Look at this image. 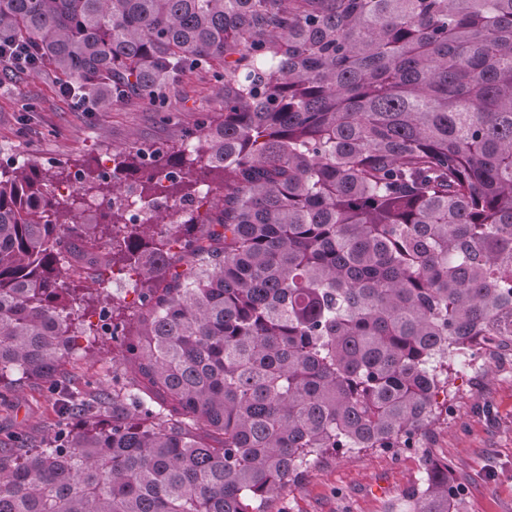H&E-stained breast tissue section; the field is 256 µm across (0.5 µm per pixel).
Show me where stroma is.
I'll return each instance as SVG.
<instances>
[{
  "label": "stroma",
  "instance_id": "35a3bbf8",
  "mask_svg": "<svg viewBox=\"0 0 512 512\" xmlns=\"http://www.w3.org/2000/svg\"><path fill=\"white\" fill-rule=\"evenodd\" d=\"M60 84L46 72L0 71V155L74 165L110 158L135 143L177 146L199 113L224 104L223 82L206 73L170 84L163 100L126 98L105 112L62 97ZM29 103L35 111H26ZM89 345L62 362L54 383L22 382L0 402V450L42 447L83 425V418L61 417L57 384L95 394L111 390L113 374L128 370L119 360V341L96 335ZM454 389L455 412L419 435L416 453L399 459L382 450L320 456L268 512H395L409 491L424 484L431 460L449 462L466 512H512V352L485 355L474 369L457 368Z\"/></svg>",
  "mask_w": 512,
  "mask_h": 512
}]
</instances>
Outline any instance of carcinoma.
I'll use <instances>...</instances> for the list:
<instances>
[{"label": "carcinoma", "instance_id": "cac0c4a2", "mask_svg": "<svg viewBox=\"0 0 512 512\" xmlns=\"http://www.w3.org/2000/svg\"><path fill=\"white\" fill-rule=\"evenodd\" d=\"M0 41L102 105L224 82L189 151L75 186L0 166V399L94 332L76 307L107 278L142 308L133 376L64 389L85 424L0 457V512H268L309 458L428 429L451 358L512 344V0H0ZM76 246L96 275L63 266ZM396 512H465L449 465Z\"/></svg>", "mask_w": 512, "mask_h": 512}]
</instances>
